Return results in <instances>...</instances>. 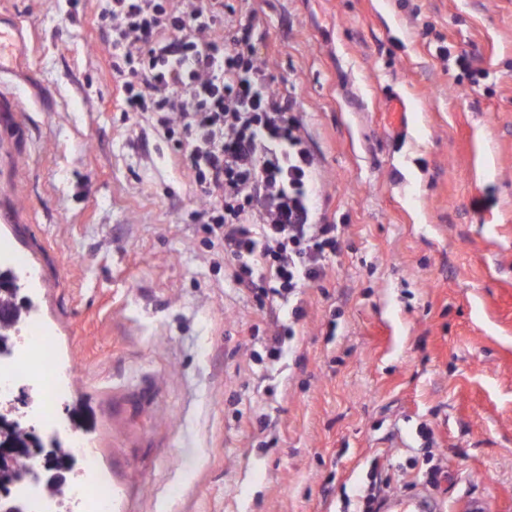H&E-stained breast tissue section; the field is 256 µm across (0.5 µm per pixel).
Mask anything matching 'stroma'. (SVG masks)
I'll return each mask as SVG.
<instances>
[{
  "instance_id": "obj_1",
  "label": "stroma",
  "mask_w": 512,
  "mask_h": 512,
  "mask_svg": "<svg viewBox=\"0 0 512 512\" xmlns=\"http://www.w3.org/2000/svg\"><path fill=\"white\" fill-rule=\"evenodd\" d=\"M97 12L0 0V240L124 512H375V484L512 512V0H224L342 241L267 365L292 306L235 286L183 158L117 112ZM295 335L296 331L293 325L290 323H283L275 336H270L268 338L267 344L264 347V356L257 353L255 355V360L259 363H265V359L269 362L278 361L283 354L286 343L291 339V336Z\"/></svg>"
}]
</instances>
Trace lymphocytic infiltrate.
<instances>
[{
	"label": "lymphocytic infiltrate",
	"mask_w": 512,
	"mask_h": 512,
	"mask_svg": "<svg viewBox=\"0 0 512 512\" xmlns=\"http://www.w3.org/2000/svg\"><path fill=\"white\" fill-rule=\"evenodd\" d=\"M120 110L150 114L205 200L239 290L258 307L322 280L341 249L319 215L316 158L288 96L259 60L253 23L224 24L223 0H100Z\"/></svg>",
	"instance_id": "f902f5d3"
}]
</instances>
